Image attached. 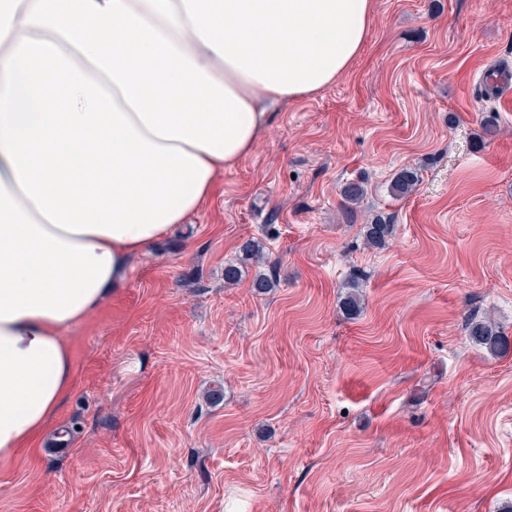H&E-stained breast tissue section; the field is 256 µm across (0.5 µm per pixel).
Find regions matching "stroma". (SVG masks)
Masks as SVG:
<instances>
[{"instance_id":"stroma-1","label":"stroma","mask_w":512,"mask_h":512,"mask_svg":"<svg viewBox=\"0 0 512 512\" xmlns=\"http://www.w3.org/2000/svg\"><path fill=\"white\" fill-rule=\"evenodd\" d=\"M512 0H374L351 70L66 336L72 390L0 512H501L512 503ZM406 167L421 180L397 198ZM366 196L348 204L342 186ZM393 224L366 246L373 217ZM264 243L278 284L255 294ZM360 275L362 308L341 309ZM221 389L220 401L207 398ZM470 337L481 345H484L492 353L506 354L509 349V340L491 324L484 322L471 323L469 326Z\"/></svg>"}]
</instances>
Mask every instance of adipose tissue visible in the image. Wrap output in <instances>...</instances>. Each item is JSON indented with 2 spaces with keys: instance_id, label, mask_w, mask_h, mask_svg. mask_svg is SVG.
<instances>
[{
  "instance_id": "1",
  "label": "adipose tissue",
  "mask_w": 512,
  "mask_h": 512,
  "mask_svg": "<svg viewBox=\"0 0 512 512\" xmlns=\"http://www.w3.org/2000/svg\"><path fill=\"white\" fill-rule=\"evenodd\" d=\"M373 0H0V457L66 398V329L346 74Z\"/></svg>"
}]
</instances>
